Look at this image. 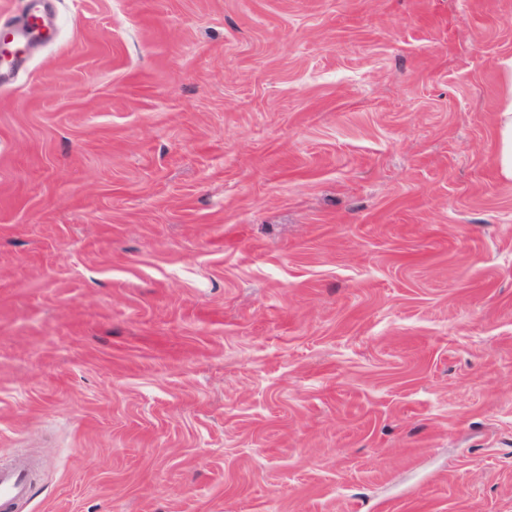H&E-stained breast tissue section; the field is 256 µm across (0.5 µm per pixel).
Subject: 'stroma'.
Masks as SVG:
<instances>
[{"instance_id": "stroma-1", "label": "stroma", "mask_w": 512, "mask_h": 512, "mask_svg": "<svg viewBox=\"0 0 512 512\" xmlns=\"http://www.w3.org/2000/svg\"><path fill=\"white\" fill-rule=\"evenodd\" d=\"M0 83L12 512H512V0H44ZM496 135L498 141L496 164L504 177L512 179V89L509 90V98L504 110L499 113ZM30 480L26 468L20 464H0V509L24 500L30 492Z\"/></svg>"}]
</instances>
